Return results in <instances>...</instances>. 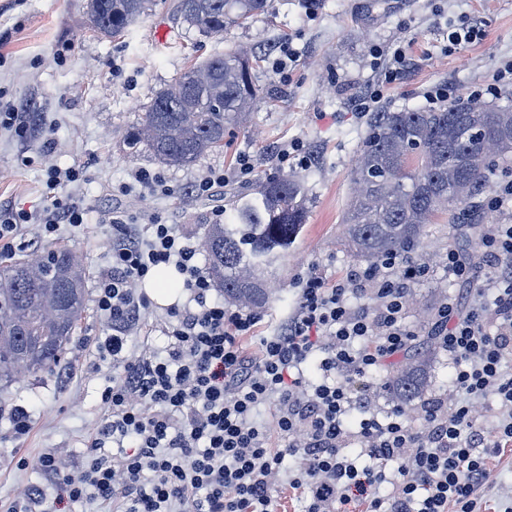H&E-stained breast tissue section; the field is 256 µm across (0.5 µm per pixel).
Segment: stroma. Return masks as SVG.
I'll return each mask as SVG.
<instances>
[{
    "mask_svg": "<svg viewBox=\"0 0 512 512\" xmlns=\"http://www.w3.org/2000/svg\"><path fill=\"white\" fill-rule=\"evenodd\" d=\"M174 3L152 0L139 22L120 37L107 38L93 31L86 0H25L20 7L0 0V36L7 38L0 45L5 56L0 92L40 118L34 135L25 139L0 128V203L49 207L41 194L47 166L75 165L81 180L60 189L59 196L78 202L86 220L81 227L58 225L47 235L38 225H24L13 247L0 252L1 263L60 244L74 247L83 259L86 288L85 313L61 363L48 373L0 379L1 501L43 482L37 470L15 467V452L51 449L66 469H75L101 420L109 366L100 361L96 341L108 335L109 319L95 305V287L110 264L113 211L124 209L132 224L155 218L181 225L200 245L216 221L213 204L187 188L209 168L233 171L244 152L258 160L253 177L225 187L227 208L237 194L254 192L263 181L300 174L309 188L307 222L267 282L269 302L259 311L254 337L242 340L245 350H254L257 337L291 312L307 267H316L333 284L363 265L343 239L341 223L354 190L350 171L367 131L358 99L383 84L371 47L399 45L408 59L401 79L383 84L386 109L425 106V91L440 83L469 96L492 83L500 63L512 59V0H271L268 13L213 37L179 19ZM452 23L479 27L484 37L449 45ZM286 45L299 59L282 75L273 66ZM233 46L255 52L252 77L259 96L243 124L225 129L221 151L192 167L175 168L161 164L145 145H129V134L142 124L156 92L194 62ZM61 48L62 64L55 59ZM293 139L314 155L310 168L269 160L270 150ZM48 141L54 148L47 155ZM139 168L160 176L162 187L145 194L132 188L131 174ZM425 240L431 273L411 288L405 310L407 326L422 337L432 312L448 296L471 301L466 284L449 275L443 262L448 249L462 246L451 216L436 217ZM15 405L31 415V430L19 441L6 415ZM487 469V510L505 512L512 506V447L491 456Z\"/></svg>",
    "mask_w": 512,
    "mask_h": 512,
    "instance_id": "stroma-1",
    "label": "stroma"
}]
</instances>
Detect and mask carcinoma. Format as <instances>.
<instances>
[{
	"instance_id": "1",
	"label": "carcinoma",
	"mask_w": 512,
	"mask_h": 512,
	"mask_svg": "<svg viewBox=\"0 0 512 512\" xmlns=\"http://www.w3.org/2000/svg\"><path fill=\"white\" fill-rule=\"evenodd\" d=\"M150 0H88L96 32L116 37L146 14ZM270 0H178L177 13L203 36H218L266 13ZM259 89L250 57L231 48L193 64L159 90L130 143H143L163 164L186 167L224 146V126L243 122ZM512 102L476 103L459 96L442 107L374 112L352 172L355 193L342 235L372 263L394 255L424 256L427 224L440 212L463 211L464 236L477 247V201L498 161L512 159ZM303 178L269 179L237 197L224 223L208 227L210 274L224 296L250 307L268 301L265 275L303 231L308 212ZM82 258L56 246L30 260L0 265V377L38 374L66 353L85 309ZM433 338L408 354L384 380L391 399L424 397Z\"/></svg>"
}]
</instances>
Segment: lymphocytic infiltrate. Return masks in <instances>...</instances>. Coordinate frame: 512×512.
I'll return each mask as SVG.
<instances>
[{"instance_id":"f902f5d3","label":"lymphocytic infiltrate","mask_w":512,"mask_h":512,"mask_svg":"<svg viewBox=\"0 0 512 512\" xmlns=\"http://www.w3.org/2000/svg\"><path fill=\"white\" fill-rule=\"evenodd\" d=\"M81 177L78 168L48 166L44 193L53 206L0 208V246H12L26 224L46 234L60 223L82 225L78 204L54 198ZM114 229L111 265L96 284L111 323L99 357L111 373L87 464L68 473L46 451L18 456V467L60 485L70 504L112 512H273L274 477L295 457L290 485L305 493L304 512H486L479 489L487 459L512 447V224L481 227L482 258L499 268L496 277L449 249L450 275L476 298L465 311L452 298L435 310L430 333L453 364L451 388L414 417L399 405L378 416L356 386L412 347L405 307L427 263L387 258L333 286L308 270L292 313L252 355L240 339L259 314L215 296L186 233L156 220ZM169 264L190 296L168 311L165 350L134 354L131 338L150 308L137 287ZM362 296L369 308L355 305ZM312 359L318 377L310 381L303 367ZM353 409L363 414L354 432L345 422ZM109 443L116 453H105ZM353 443L361 459L348 455Z\"/></svg>"}]
</instances>
